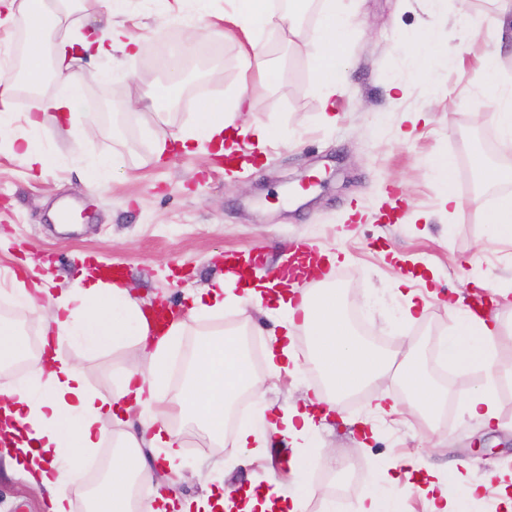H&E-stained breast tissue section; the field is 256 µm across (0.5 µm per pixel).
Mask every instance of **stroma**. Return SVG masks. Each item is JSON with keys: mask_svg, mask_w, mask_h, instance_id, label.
<instances>
[{"mask_svg": "<svg viewBox=\"0 0 512 512\" xmlns=\"http://www.w3.org/2000/svg\"><path fill=\"white\" fill-rule=\"evenodd\" d=\"M357 17L346 38V79L334 100L336 121L324 124L310 69L309 31L323 8L315 0L296 33L266 31L256 36V53L281 70L274 86L263 85L256 69L240 66L242 36L226 23L229 0H210L207 13L193 17L184 0H125L113 25L137 36L136 55L119 52L81 61L90 111L74 112L53 124L37 116L39 99L6 102L12 124L0 130V305H14L2 283L11 273L47 277L51 294L71 287L83 266L120 268L143 307L166 303L182 312L190 295L225 276V255L263 253L258 273L282 264L288 245L310 240L336 254L343 272L336 282L351 323L368 343L403 358L412 352L448 408L434 421L411 409L395 374L342 401L343 415L320 427L312 448H294L273 433L264 456L243 466L237 432L254 424L256 408L232 418L217 447L194 424L181 423L184 479L177 493L199 494L196 471L227 488L281 482L310 491L308 512H353L384 475L419 476L436 465L472 464L471 475L512 472V335L499 339L496 366L503 376L496 399L498 425L486 428L469 418L465 399L482 387L481 370L440 371L439 343L454 323L445 299L488 298L490 290L512 289V245L493 237L491 211L478 190L479 165L512 168V143L499 136L500 105L478 79L481 60L495 56L498 79L512 86V41L491 38L499 16L497 0H344ZM431 38L436 68L420 72L414 53ZM188 47L183 87L204 88L208 98L240 95L248 107L239 124L266 125L283 136L257 146L251 136L239 146L248 164L226 171L223 157L205 149L156 151L158 137L179 132L195 120L191 100H182L167 120L152 122L136 101L166 84L161 61L169 44ZM457 60L441 67L449 52ZM27 137L50 150L55 163L44 173L29 170L13 141ZM118 155L119 169L89 187L87 170L98 157ZM449 161L447 180L433 169ZM452 191L462 206L450 213L442 202ZM67 199L81 208V221L57 230L53 206ZM438 292L418 319L408 318V290ZM238 329L256 368H264L274 323L258 313L228 307L193 321L171 356L185 360L197 332ZM303 366L262 387L265 401L281 407L302 404L308 386L319 383L307 366L310 343L293 339ZM135 349L104 348L89 353L66 342L61 358L77 365L94 393L108 398L113 381ZM393 395L401 411L370 414L376 397ZM302 466L291 471L288 462ZM352 465L355 481L341 483L337 471ZM0 512H43L38 494L20 472L0 468Z\"/></svg>", "mask_w": 512, "mask_h": 512, "instance_id": "obj_1", "label": "stroma"}]
</instances>
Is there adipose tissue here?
<instances>
[{"label":"adipose tissue","instance_id":"obj_1","mask_svg":"<svg viewBox=\"0 0 512 512\" xmlns=\"http://www.w3.org/2000/svg\"><path fill=\"white\" fill-rule=\"evenodd\" d=\"M74 0H0L7 18L22 15L27 21L24 54L26 76L30 84L43 79L46 62L65 88L60 98L43 103L44 114L61 123L62 113L78 110L84 103L82 78L74 65L83 55H102L112 49L132 52L138 38L123 30L106 26L100 30L68 39L59 36V22L70 14ZM232 19L246 36L268 29L294 31L307 0H289L284 11L273 10L268 0H231ZM355 22L343 0H325V8L309 37L315 44L310 61L318 78L316 94L323 112H330L332 99L341 89L343 43ZM196 125L173 134L182 148L212 145L224 147L235 139L236 121L245 109L242 98L203 102ZM251 283L242 292L216 285L205 296L196 297L190 316L218 312L234 306L240 311L257 310L277 318L280 338L274 339L267 356L268 375L291 374L299 367L287 342L294 333L308 336L312 351L310 365L319 370L324 386L307 399L304 406H290L280 422L263 420L260 427L240 431L236 443L243 456L256 458L266 447L268 436L283 430L292 440H308L316 431V414L339 411L344 395L369 385L387 369L386 357L363 342L353 330L333 287L305 292L300 304L288 294ZM12 288L26 312L34 314L49 307L40 353L33 368V382L20 386L0 378V434L24 455L29 483L46 494V512H71V502L62 487L79 482L82 468L79 454L97 447L106 434L105 421L116 408L138 415L141 428L121 435L119 454L112 470L97 491L108 512H134L133 490L150 481L153 468L143 454L151 448L163 452L167 462L179 455V431L169 422L179 416L202 426L215 444L224 442V422L236 396L244 390L259 392L263 377L252 369L237 331L227 329L204 334L195 344L189 374L184 385L167 387L168 358L178 336L188 324L172 319L162 332H155L147 313L121 281H106L100 275L76 281L58 296H50L37 281L13 279ZM455 332L442 350L448 360L463 367L483 369L484 386L466 401L468 413L483 423L496 420L495 398L501 377L496 369V343L511 326L501 319L486 320L472 309L451 306ZM77 339L95 350L105 344L121 348L135 344L137 354L118 374L112 396L103 399L86 388L81 370L58 354L61 344ZM424 499L425 512H464V503L481 496L488 480H474L458 470H429ZM456 483L462 490L461 501L448 499L440 485ZM229 492L209 491L205 496L182 498L175 494L160 497L147 505L146 512H212L213 507L228 506Z\"/></svg>","mask_w":512,"mask_h":512}]
</instances>
